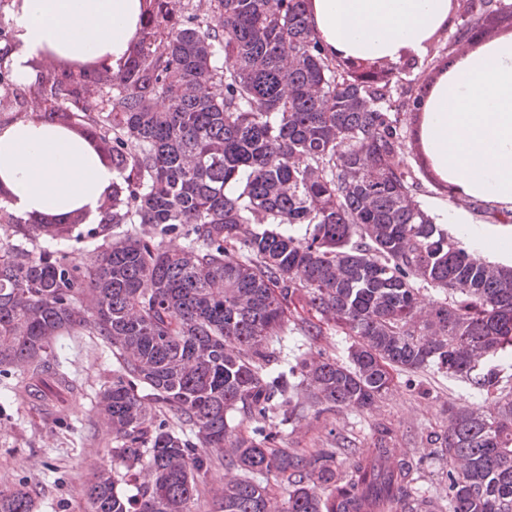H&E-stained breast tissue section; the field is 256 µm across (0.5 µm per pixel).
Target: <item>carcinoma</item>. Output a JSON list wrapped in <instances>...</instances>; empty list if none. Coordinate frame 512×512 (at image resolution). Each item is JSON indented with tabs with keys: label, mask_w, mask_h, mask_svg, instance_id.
<instances>
[{
	"label": "carcinoma",
	"mask_w": 512,
	"mask_h": 512,
	"mask_svg": "<svg viewBox=\"0 0 512 512\" xmlns=\"http://www.w3.org/2000/svg\"><path fill=\"white\" fill-rule=\"evenodd\" d=\"M310 0H142V26L116 72L103 58L32 62L42 112L25 118L83 139L116 178L90 264L52 246L85 215L24 221L0 181V367L74 389L47 358L77 329L103 337L119 363L99 414L112 468L85 489L89 512H191L197 476L226 470L222 512H512V266L448 238L416 200L419 168L457 194L423 145L431 74L485 37L481 20L512 0H453L445 46L396 63L333 53L315 35ZM416 72L408 80L404 74ZM473 209L495 224L512 210ZM24 240L15 239L18 224ZM180 237L185 245L166 250ZM50 241L37 254L26 242ZM443 294L423 307L421 290ZM305 336L321 325L351 340L347 356L308 352L277 364L290 306ZM464 380L488 411L451 408L440 455L448 503L418 494L416 465L383 429L371 455L276 447L266 423L295 416L303 387L317 405L365 411L397 371ZM257 423L246 436L230 424ZM343 455L336 464V455ZM287 483L284 500L263 479ZM139 487L131 499L118 480ZM24 488L0 489V512H32Z\"/></svg>",
	"instance_id": "carcinoma-1"
}]
</instances>
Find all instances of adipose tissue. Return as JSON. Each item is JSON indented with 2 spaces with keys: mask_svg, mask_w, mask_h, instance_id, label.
<instances>
[{
  "mask_svg": "<svg viewBox=\"0 0 512 512\" xmlns=\"http://www.w3.org/2000/svg\"><path fill=\"white\" fill-rule=\"evenodd\" d=\"M141 10L142 0H19L10 56L18 84L34 81L29 60L50 51L123 63ZM451 16V0H312L311 11L314 30L331 51L393 62L421 56ZM424 112L434 165L460 198L512 210V34L461 53L431 85ZM114 177L61 127L24 119L0 127V180L21 219L79 208L98 223Z\"/></svg>",
  "mask_w": 512,
  "mask_h": 512,
  "instance_id": "ef3b65f1",
  "label": "adipose tissue"
}]
</instances>
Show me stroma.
<instances>
[{
    "label": "stroma",
    "mask_w": 512,
    "mask_h": 512,
    "mask_svg": "<svg viewBox=\"0 0 512 512\" xmlns=\"http://www.w3.org/2000/svg\"><path fill=\"white\" fill-rule=\"evenodd\" d=\"M348 344L347 336L329 327L318 336L292 328L274 347L280 359L292 362L307 351L342 359ZM54 353L76 384L58 400L33 402L20 383L22 369L0 368V489L30 490L34 512H87L83 488L112 462V437L98 424L95 405L118 363L101 337L86 331L65 337ZM297 401L295 422L278 427L281 447L309 454L349 444L367 454L378 425H387L396 453L419 460L416 486L432 498L446 495L447 466L433 453L430 437L444 434L448 406L484 403L466 383L433 371L396 373L391 394L369 411L325 410L303 391Z\"/></svg>",
    "instance_id": "1"
}]
</instances>
